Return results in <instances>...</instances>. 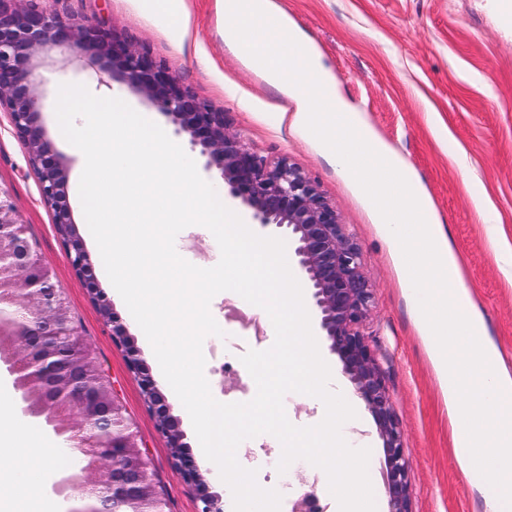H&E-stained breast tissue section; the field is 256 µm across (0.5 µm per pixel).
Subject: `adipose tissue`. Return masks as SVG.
Wrapping results in <instances>:
<instances>
[{"mask_svg":"<svg viewBox=\"0 0 512 512\" xmlns=\"http://www.w3.org/2000/svg\"><path fill=\"white\" fill-rule=\"evenodd\" d=\"M57 450L38 429L20 425L0 390V512H55L42 486Z\"/></svg>","mask_w":512,"mask_h":512,"instance_id":"obj_1","label":"adipose tissue"}]
</instances>
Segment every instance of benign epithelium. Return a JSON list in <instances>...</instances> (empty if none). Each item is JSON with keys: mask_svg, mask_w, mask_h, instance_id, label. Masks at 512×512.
<instances>
[{"mask_svg": "<svg viewBox=\"0 0 512 512\" xmlns=\"http://www.w3.org/2000/svg\"><path fill=\"white\" fill-rule=\"evenodd\" d=\"M22 2L0 0V106L7 108L13 130L27 148L41 199L52 211L75 274L91 294L101 297L90 256L75 233L66 169L41 123L35 70L38 56L53 50L63 53V65L92 56L98 72L143 96L190 136L191 145L206 158L207 169L217 171L229 194L249 209L254 223L288 234L330 349L373 416L383 442L388 512H411L410 460L374 353L359 331L372 291L361 270L360 249L345 233L336 207L289 161L267 165L246 137L227 125L224 113L197 99L174 69L146 50L99 24L63 20ZM0 225L10 230L8 237L0 234V265L12 283L9 303L21 307L17 319L10 307L0 306V339L9 343L0 348V372L11 378L18 392L42 377L57 379L58 388L42 390L40 404H30L25 393L17 396V408L43 424L51 418L65 423L59 431L77 434L70 447L91 458L77 476L58 475L52 492L65 500L75 489L85 492L72 512H147L149 475L143 452L119 419L112 387L79 382V368L94 364L90 351L72 320L57 307L61 289L51 268L31 249L17 250L23 223L2 190ZM100 310L112 325L113 341L126 344V327L109 304L101 303ZM127 362L183 478L198 489L197 512H223L221 499L206 490L196 462L183 451L170 405L131 348Z\"/></svg>", "mask_w": 512, "mask_h": 512, "instance_id": "1", "label": "benign epithelium"}]
</instances>
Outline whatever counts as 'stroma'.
<instances>
[{
  "label": "stroma",
  "mask_w": 512,
  "mask_h": 512,
  "mask_svg": "<svg viewBox=\"0 0 512 512\" xmlns=\"http://www.w3.org/2000/svg\"><path fill=\"white\" fill-rule=\"evenodd\" d=\"M320 53L336 91L361 110L372 129L399 152L427 196L434 218L445 224L459 259L474 309L488 339L512 371V281L490 247L479 205L499 218L502 241L512 246V32L506 31L490 0H272ZM59 18L89 19L144 47L175 69L193 94L222 112L268 164L286 159L309 175L358 243L374 300L361 325L383 375L403 445L410 458L412 512H480L479 494L452 451L446 398L425 342L409 312L395 264L382 232L359 190L328 164L318 147L278 120L280 95L248 69L224 44L215 0H185L182 41H174L155 16L136 0H33ZM208 57L202 66L200 57ZM42 121L54 151L75 172L80 151L63 137L55 115L58 87L85 85L97 96L118 97L161 126L216 183L205 159L186 133L145 99L121 84L98 85L95 68L78 62L62 68L43 61ZM0 190L9 195L37 253L53 270L79 336L111 384L130 431L154 471L155 488L166 512H196L197 490L184 481L165 438L145 404L139 382L127 365L124 347L112 339L97 301L72 270L51 210L42 202L38 176L24 143L0 109ZM181 256L193 265H216L214 237L185 228L176 237ZM210 311L222 336L203 344L205 376L221 402H247L256 385L240 360L247 350L269 349L275 332L257 318L241 296L217 294ZM355 439L369 441L375 454L372 480L376 512H387L383 443L369 411L352 427ZM256 470L257 482L282 488V512L310 480L305 469L279 472V450L268 435L246 440L238 457Z\"/></svg>",
  "instance_id": "1"
}]
</instances>
